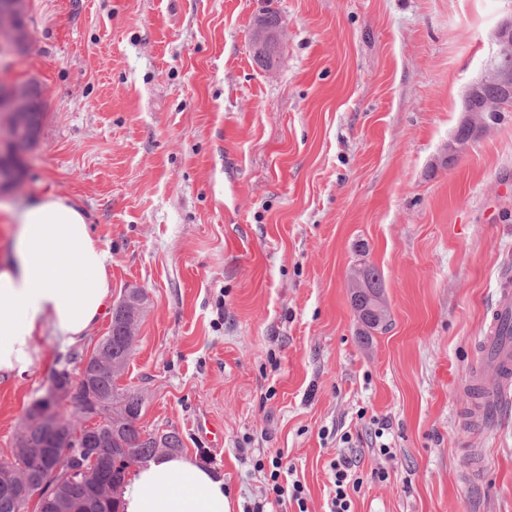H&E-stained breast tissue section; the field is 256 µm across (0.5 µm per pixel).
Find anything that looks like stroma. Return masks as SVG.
I'll use <instances>...</instances> for the list:
<instances>
[{"label": "stroma", "instance_id": "stroma-1", "mask_svg": "<svg viewBox=\"0 0 512 512\" xmlns=\"http://www.w3.org/2000/svg\"><path fill=\"white\" fill-rule=\"evenodd\" d=\"M265 9L283 35L269 72L250 49ZM510 16L512 0H27L0 86L38 85L44 117L0 200L51 190L88 212L113 300L147 296L118 384L142 395L140 427L223 477L231 512L277 454L309 512L341 455L364 479L352 512H512V404L481 425L466 393L512 265V112L444 162ZM361 258L382 331L351 306ZM110 326L46 339L0 382V458Z\"/></svg>", "mask_w": 512, "mask_h": 512}]
</instances>
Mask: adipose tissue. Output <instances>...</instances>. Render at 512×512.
I'll list each match as a JSON object with an SVG mask.
<instances>
[{"mask_svg": "<svg viewBox=\"0 0 512 512\" xmlns=\"http://www.w3.org/2000/svg\"><path fill=\"white\" fill-rule=\"evenodd\" d=\"M13 224L0 258V380L22 377L40 361L41 340L84 339L112 304V257L86 211L46 192L23 208L0 207ZM122 512H230L223 479L195 458L169 454L128 472Z\"/></svg>", "mask_w": 512, "mask_h": 512, "instance_id": "obj_1", "label": "adipose tissue"}]
</instances>
